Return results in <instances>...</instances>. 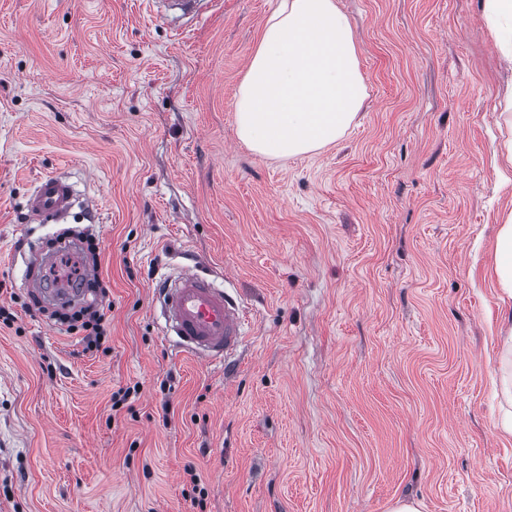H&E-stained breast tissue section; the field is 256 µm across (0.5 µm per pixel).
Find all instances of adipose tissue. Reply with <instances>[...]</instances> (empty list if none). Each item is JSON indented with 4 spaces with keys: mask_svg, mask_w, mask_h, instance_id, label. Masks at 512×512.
<instances>
[{
    "mask_svg": "<svg viewBox=\"0 0 512 512\" xmlns=\"http://www.w3.org/2000/svg\"><path fill=\"white\" fill-rule=\"evenodd\" d=\"M482 11L512 73V0H482ZM367 97L356 35L336 0H280L237 88V134L263 157L313 153L344 136ZM493 273L512 299V212L498 231Z\"/></svg>",
    "mask_w": 512,
    "mask_h": 512,
    "instance_id": "obj_1",
    "label": "adipose tissue"
}]
</instances>
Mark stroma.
I'll use <instances>...</instances> for the list:
<instances>
[{
	"label": "stroma",
	"instance_id": "stroma-1",
	"mask_svg": "<svg viewBox=\"0 0 512 512\" xmlns=\"http://www.w3.org/2000/svg\"><path fill=\"white\" fill-rule=\"evenodd\" d=\"M278 3L0 0V512H512V183L479 0H337L367 104L270 159L235 95ZM55 174L93 211L28 222ZM67 228L99 244L104 351L26 286ZM191 264L244 310L231 364L160 333L156 282ZM493 273L501 298L512 299V211L504 218L495 241Z\"/></svg>",
	"mask_w": 512,
	"mask_h": 512
}]
</instances>
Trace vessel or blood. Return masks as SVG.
Returning a JSON list of instances; mask_svg holds the SVG:
<instances>
[{"label": "vessel or blood", "mask_w": 512, "mask_h": 512, "mask_svg": "<svg viewBox=\"0 0 512 512\" xmlns=\"http://www.w3.org/2000/svg\"><path fill=\"white\" fill-rule=\"evenodd\" d=\"M74 182L58 176L39 179L27 200L28 214L41 222L64 220L79 201ZM28 286L45 303L77 302L78 290L45 288L39 273H32ZM165 305L164 334L179 338L189 352L205 359L231 360L243 341L244 320L239 305L209 277L188 270L161 284Z\"/></svg>", "instance_id": "b4317fda"}]
</instances>
